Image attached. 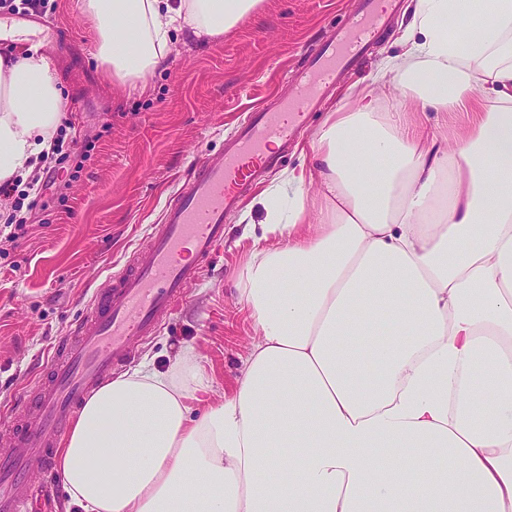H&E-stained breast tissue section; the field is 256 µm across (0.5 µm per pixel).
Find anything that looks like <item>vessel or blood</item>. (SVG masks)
Listing matches in <instances>:
<instances>
[{"label":"vessel or blood","instance_id":"1","mask_svg":"<svg viewBox=\"0 0 512 512\" xmlns=\"http://www.w3.org/2000/svg\"><path fill=\"white\" fill-rule=\"evenodd\" d=\"M397 7V0H364L347 27L312 50L287 101L248 113L218 155L196 160L192 177L178 189L146 246L109 275L85 315L56 344L49 374L35 385L31 406L0 430V512H32L36 495L30 479L51 472L55 452L86 396L184 300L224 239L226 213L281 160L337 71L362 56Z\"/></svg>","mask_w":512,"mask_h":512}]
</instances>
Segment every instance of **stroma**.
<instances>
[{"mask_svg":"<svg viewBox=\"0 0 512 512\" xmlns=\"http://www.w3.org/2000/svg\"><path fill=\"white\" fill-rule=\"evenodd\" d=\"M356 2L263 0L221 38L173 34L166 67L140 93L113 87L97 63L96 32L82 0H55L47 14L54 32L30 42L58 69L65 151L82 154L90 140L95 148L76 179L44 192L27 215L25 238L0 256V420L25 409L56 342L109 273L145 244L195 160L223 148L245 113L286 100L305 48L347 25ZM412 7L413 0H403L377 30L362 67L340 76L263 192L277 190L309 164L305 152L328 112L355 109L364 94L380 93L381 66L402 53L400 36ZM262 218L258 209L226 215L215 259L160 332L135 347L131 367H167L189 346L215 392L235 385L237 358L253 334L236 291L248 245L244 231L248 221Z\"/></svg>","mask_w":512,"mask_h":512,"instance_id":"35a3bbf8","label":"stroma"}]
</instances>
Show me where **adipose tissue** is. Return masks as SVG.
<instances>
[{
    "mask_svg": "<svg viewBox=\"0 0 512 512\" xmlns=\"http://www.w3.org/2000/svg\"><path fill=\"white\" fill-rule=\"evenodd\" d=\"M261 3L82 9L142 90L173 32L217 39ZM400 41L383 99L328 113L289 211L257 200L236 387L195 409L211 386L183 349L95 390L59 457L77 512H512V0H416ZM58 85L35 48L0 55V182L50 149ZM416 102L468 113L452 150L406 122Z\"/></svg>",
    "mask_w": 512,
    "mask_h": 512,
    "instance_id": "ef3b65f1",
    "label": "adipose tissue"
}]
</instances>
